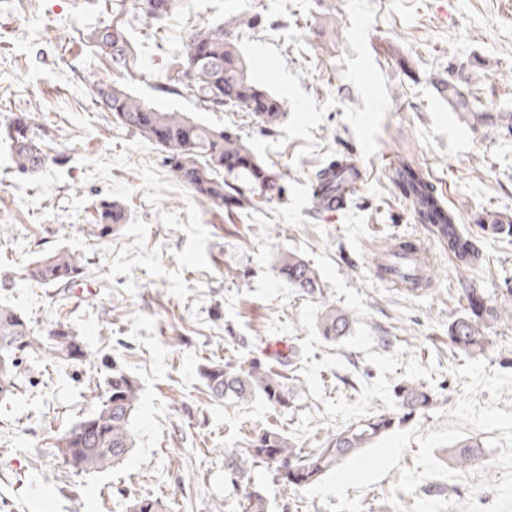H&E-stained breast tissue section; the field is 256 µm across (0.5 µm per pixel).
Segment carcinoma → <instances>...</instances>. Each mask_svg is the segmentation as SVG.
<instances>
[{
	"label": "carcinoma",
	"instance_id": "carcinoma-1",
	"mask_svg": "<svg viewBox=\"0 0 512 512\" xmlns=\"http://www.w3.org/2000/svg\"><path fill=\"white\" fill-rule=\"evenodd\" d=\"M184 2L133 0V5L144 18L163 21L180 12ZM89 39L108 51L112 70L134 74L137 59L120 25L98 28L91 32ZM236 43L235 33L222 23L194 30L177 65L162 76L163 90L172 94L189 91L211 111L253 110L260 123L276 126L284 116L283 106L250 74ZM92 89L95 102L110 112L118 124L162 148L171 176L201 199L232 212L253 204L257 197L270 199L282 192L279 171L274 165L260 161L239 135H229L222 126L197 122L179 112L161 110L114 82L94 80ZM443 93L448 106L469 124H483L489 119L490 114L480 109L472 91L450 80L444 84ZM3 136L13 150V163L18 172L35 171L49 158L63 161V155L51 158L45 151L53 141L50 126L29 114L11 117L4 125ZM392 180L401 187L421 223L430 225L433 237L457 263L463 266L478 263L477 245L456 224V212L444 204L420 168L401 158L392 168ZM124 221V208L112 201L102 202L93 216V223L101 226L105 234ZM481 231L509 237L512 224L492 218L481 225ZM85 270L86 263L80 257L60 249L40 255L29 267L28 276L42 284L65 288L83 277ZM278 270L294 288L306 293L320 288L316 271L292 253L280 257ZM467 301L468 314L448 326V343L465 354L483 343L478 324L489 328L500 321L499 308L491 305L485 296L472 290L467 293ZM349 329L347 312L334 307L325 311L321 332L326 339L336 340ZM35 351L61 363L83 362L92 356L71 326L57 325L52 338L43 341L20 313L0 305V401L15 397L23 356ZM201 375L214 398L248 400L259 395L281 411L294 404V391L288 387L287 378L257 357L244 362H213L203 366ZM105 385L104 393L95 395V410L55 439L56 455L72 472L108 470L123 462L133 448L131 426L138 406V383L125 371L114 368ZM398 398L397 410L351 424L308 451L295 447L277 430L254 431L244 447L230 451L225 457V475L233 489L241 490L235 512H270L266 497L245 485L242 461L253 467L273 469L282 475L284 484L295 490L313 485L345 459L433 404L431 394L413 384L401 386ZM480 448L478 441L468 439L455 443L450 455L457 466L465 468L474 461ZM163 507L164 503L157 498H140L130 502L128 512H163Z\"/></svg>",
	"mask_w": 512,
	"mask_h": 512
}]
</instances>
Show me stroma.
Returning <instances> with one entry per match:
<instances>
[{
  "instance_id": "35a3bbf8",
  "label": "stroma",
  "mask_w": 512,
  "mask_h": 512,
  "mask_svg": "<svg viewBox=\"0 0 512 512\" xmlns=\"http://www.w3.org/2000/svg\"><path fill=\"white\" fill-rule=\"evenodd\" d=\"M123 24L138 79L113 71L89 33ZM222 22L255 79L280 100L284 117L267 128L245 112H208L189 94L162 92L160 78L189 34ZM118 82L169 112L234 130L282 175V195L234 213L217 209L175 181L165 154L128 132L94 101L90 76ZM465 82L487 112H512V0H186L157 24L130 0H0V123L30 113L52 128L64 162L16 172L0 139V304L39 335L65 323L91 360L56 363L35 352L19 367V391L0 403V512H126L135 498H158L167 512L235 507L225 480L227 449L249 432L275 428L302 449L366 416L393 409L396 385L436 396L406 430H441L462 392L465 354L448 343L470 289L512 310V237L483 235L480 216H512V135L470 126L436 84ZM357 148L367 180L344 209L317 207L320 169L344 143ZM404 157L421 167L457 222L478 241L481 261L464 267L433 239L390 179ZM116 201L126 220L101 235L92 215ZM421 241L431 288L383 283V249ZM66 249L87 257L86 274L66 289L31 282L26 268ZM293 253L320 277L316 293L291 287L277 261ZM346 310V336L320 330L328 306ZM478 359L487 372L512 373V319L495 323ZM294 348L284 372L295 405L278 411L263 398H213L203 365L245 361ZM140 386L134 447L110 470L74 474L51 443L95 407L109 365ZM470 481L430 478L415 498L481 507L495 500L503 471L488 437ZM249 483L271 512H327V502L255 469Z\"/></svg>"
}]
</instances>
